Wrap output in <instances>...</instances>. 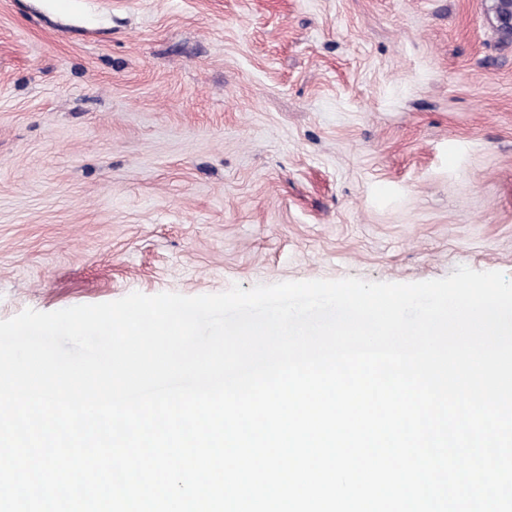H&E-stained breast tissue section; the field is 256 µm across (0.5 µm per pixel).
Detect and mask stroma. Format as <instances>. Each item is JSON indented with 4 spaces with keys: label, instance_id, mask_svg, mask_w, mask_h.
Returning a JSON list of instances; mask_svg holds the SVG:
<instances>
[{
    "label": "stroma",
    "instance_id": "1",
    "mask_svg": "<svg viewBox=\"0 0 512 512\" xmlns=\"http://www.w3.org/2000/svg\"><path fill=\"white\" fill-rule=\"evenodd\" d=\"M512 278L493 0H0V320Z\"/></svg>",
    "mask_w": 512,
    "mask_h": 512
}]
</instances>
